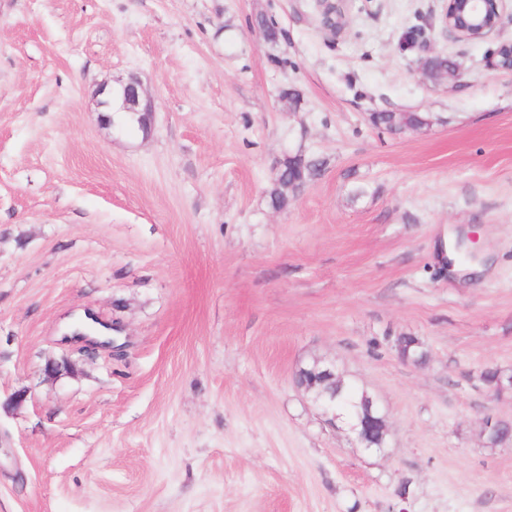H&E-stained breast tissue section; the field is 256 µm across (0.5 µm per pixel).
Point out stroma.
<instances>
[{
  "label": "stroma",
  "instance_id": "1",
  "mask_svg": "<svg viewBox=\"0 0 512 512\" xmlns=\"http://www.w3.org/2000/svg\"><path fill=\"white\" fill-rule=\"evenodd\" d=\"M441 9L0 0V512H512V441L482 434L512 421V27L455 39ZM413 28L457 78L422 77ZM131 75L147 134L98 106ZM295 154L321 172L273 209ZM474 226L480 273L441 249ZM90 315L121 352L68 338ZM317 360L381 450L297 385ZM316 367L320 369V372H315L316 375L323 379L333 381L330 397L321 400H313V402L322 409L324 415L328 417L329 422L335 423L336 420L342 418V415L338 414L336 411V398L347 412L354 413L357 408L356 404H360L364 400L363 391L356 390L344 380L343 383H336V378L339 380H342V378L336 372L335 365L324 364L321 366L317 365ZM349 430L360 447L366 450L382 449L381 439L386 433V424L373 398L364 401L362 413H358L355 423H349Z\"/></svg>",
  "mask_w": 512,
  "mask_h": 512
}]
</instances>
